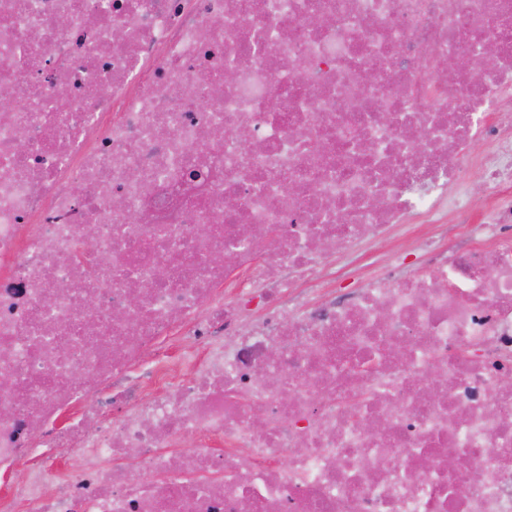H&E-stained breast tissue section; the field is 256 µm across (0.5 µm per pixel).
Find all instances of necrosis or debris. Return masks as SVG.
I'll list each match as a JSON object with an SVG mask.
<instances>
[{"label": "necrosis or debris", "mask_w": 512, "mask_h": 512, "mask_svg": "<svg viewBox=\"0 0 512 512\" xmlns=\"http://www.w3.org/2000/svg\"><path fill=\"white\" fill-rule=\"evenodd\" d=\"M1 98L0 512H512V0H0Z\"/></svg>", "instance_id": "1"}]
</instances>
